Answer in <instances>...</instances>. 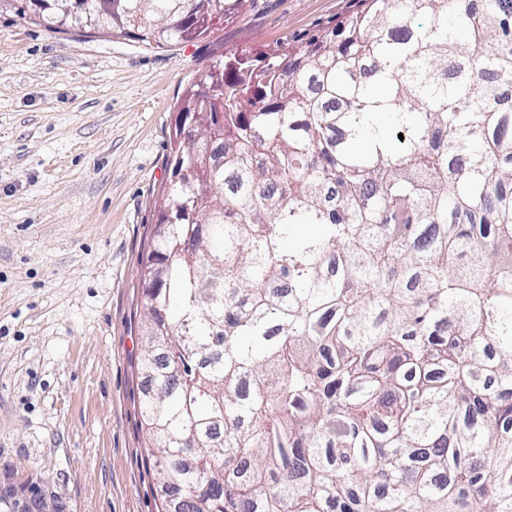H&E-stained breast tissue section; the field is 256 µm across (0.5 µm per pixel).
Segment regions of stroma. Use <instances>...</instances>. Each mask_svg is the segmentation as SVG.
Segmentation results:
<instances>
[{
    "mask_svg": "<svg viewBox=\"0 0 512 512\" xmlns=\"http://www.w3.org/2000/svg\"><path fill=\"white\" fill-rule=\"evenodd\" d=\"M350 0H248L146 49L0 7V512H158L135 375L139 277L175 103L212 59L322 35Z\"/></svg>",
    "mask_w": 512,
    "mask_h": 512,
    "instance_id": "obj_1",
    "label": "stroma"
}]
</instances>
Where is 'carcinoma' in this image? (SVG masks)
I'll return each instance as SVG.
<instances>
[{"instance_id":"carcinoma-1","label":"carcinoma","mask_w":512,"mask_h":512,"mask_svg":"<svg viewBox=\"0 0 512 512\" xmlns=\"http://www.w3.org/2000/svg\"><path fill=\"white\" fill-rule=\"evenodd\" d=\"M69 2L33 21L162 49L244 0ZM352 2L191 85L224 71L148 249L159 512H512V0Z\"/></svg>"}]
</instances>
